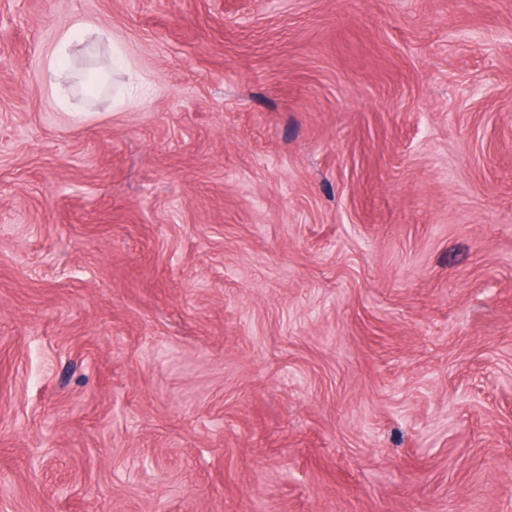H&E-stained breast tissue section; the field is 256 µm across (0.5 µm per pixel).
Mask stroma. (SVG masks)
<instances>
[{
	"mask_svg": "<svg viewBox=\"0 0 512 512\" xmlns=\"http://www.w3.org/2000/svg\"><path fill=\"white\" fill-rule=\"evenodd\" d=\"M0 512H512V0H0ZM88 40H94V42L106 40L108 43L112 41L106 29L87 20L78 21L60 35L56 48L44 62V74L51 83L54 82L53 80L59 74L63 64L69 59L71 47L77 42L84 43Z\"/></svg>",
	"mask_w": 512,
	"mask_h": 512,
	"instance_id": "1",
	"label": "stroma"
}]
</instances>
